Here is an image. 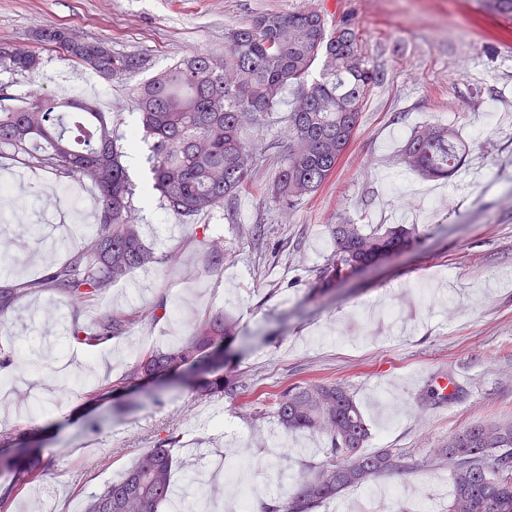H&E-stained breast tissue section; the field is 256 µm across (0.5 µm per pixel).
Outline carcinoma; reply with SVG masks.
Returning <instances> with one entry per match:
<instances>
[{"instance_id": "1", "label": "carcinoma", "mask_w": 512, "mask_h": 512, "mask_svg": "<svg viewBox=\"0 0 512 512\" xmlns=\"http://www.w3.org/2000/svg\"><path fill=\"white\" fill-rule=\"evenodd\" d=\"M487 12L512 17V0H480ZM223 63L194 53L132 88L140 123L116 135L105 113L69 98L33 96L0 109V156L21 154L33 168L61 178L87 180L97 188L100 217L94 231L67 258L21 288L0 280V325L18 312L23 296L45 292L73 309L104 293L131 270L168 263L158 256L134 223L135 186L123 158L146 145L150 178L141 193L159 197L165 210L187 224L246 189L254 150L242 140L246 123L259 124L294 91L288 112V154L268 189V200L287 211L316 193L335 173L361 120V109L380 82L351 18L327 23L324 4L288 13L254 16L224 33ZM37 46L13 59L0 57V69L32 76L39 47L61 50L81 67L113 78L139 73L148 61L135 53L115 54L104 41L89 42L76 30L49 27L35 34ZM322 62L318 76L312 75ZM465 150L447 126L414 129L401 162L427 178L447 179L461 167ZM334 249L311 284L315 296L328 294L359 266L387 252L403 251L417 238L414 224H355L329 227ZM136 317L105 312L91 331L75 323L73 341L94 347L123 335ZM236 322L219 310L191 322L189 335L164 347L149 348L117 380L84 394V404L116 398L148 377L187 385L200 399L233 397L240 380L231 367L228 345ZM271 416L285 432L307 431L326 438L325 460L299 479L291 494L266 504L263 512H316L351 486L367 485L384 474L403 475L411 465L388 448L364 453L369 425L353 395L331 383H302L282 391ZM177 427L142 449L117 480L91 493L83 512H179L174 489ZM0 431V512H10V494L44 480L54 468L50 455L14 445ZM449 465L454 492L447 512H512V421L473 424L435 449Z\"/></svg>"}]
</instances>
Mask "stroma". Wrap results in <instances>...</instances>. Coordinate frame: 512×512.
<instances>
[{
  "label": "stroma",
  "mask_w": 512,
  "mask_h": 512,
  "mask_svg": "<svg viewBox=\"0 0 512 512\" xmlns=\"http://www.w3.org/2000/svg\"><path fill=\"white\" fill-rule=\"evenodd\" d=\"M310 0H0V41L23 47L45 27L66 26L113 52L136 53L150 73L194 52L223 57L224 32L265 12L288 13ZM330 15L354 16L369 63L382 79L362 108L350 148L331 179L283 212L266 199L288 152V104L241 136L256 148L249 187L200 216L224 241L214 265L194 226L172 238V216L157 198L135 197L143 240L177 262L131 270L79 312L30 294L0 330V347L18 345L26 363L0 387V430L53 424L42 446L51 478L14 495L10 512H81L85 498L116 478L158 432L177 426L176 487L202 482L199 512H237L226 469L244 472L253 506L285 498L299 475L323 458L325 439L285 433L254 419L288 386L323 381L353 394L372 430L368 450L393 449L414 463L405 478L353 486L339 500L349 512H446L453 492L434 451L467 426L512 420V20L477 0H325ZM38 77L0 71L12 95L33 92L94 100L125 133L139 121L129 103L137 77L103 80L61 51L43 50ZM441 123L467 146L460 171L427 180L406 169L400 150L411 128ZM92 184L75 188L39 169L20 203L0 205V234L20 242L25 259L11 279L25 284L61 260L53 242L79 225ZM413 224L421 237L395 258L362 272L317 301L307 293L333 248L330 225ZM265 227L255 240L252 225ZM165 300L166 316L136 321L112 342L88 347L68 338L72 322L92 326L105 311L137 316ZM221 310L238 322L234 345L243 383L235 398L195 399L170 382L160 402L126 414L111 403L78 409L90 385L116 379L151 346L187 333L191 317ZM112 363L92 366L100 353ZM464 373L458 399L434 407L421 397L436 377ZM338 500V501H339Z\"/></svg>",
  "instance_id": "stroma-1"
}]
</instances>
